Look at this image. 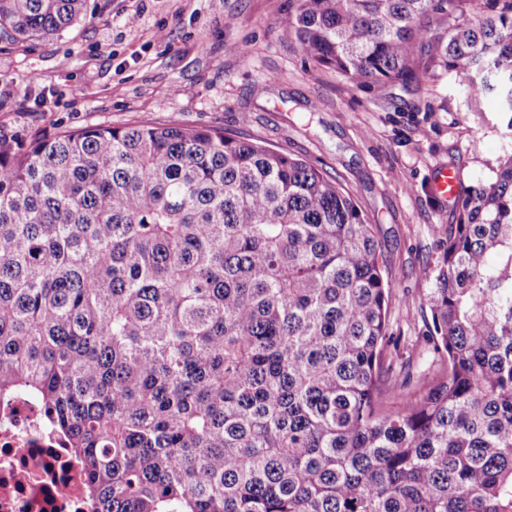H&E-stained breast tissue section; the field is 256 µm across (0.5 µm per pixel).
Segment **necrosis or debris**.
Returning a JSON list of instances; mask_svg holds the SVG:
<instances>
[{
	"mask_svg": "<svg viewBox=\"0 0 512 512\" xmlns=\"http://www.w3.org/2000/svg\"><path fill=\"white\" fill-rule=\"evenodd\" d=\"M86 467L43 423L42 406L18 395L0 408V512H90Z\"/></svg>",
	"mask_w": 512,
	"mask_h": 512,
	"instance_id": "obj_1",
	"label": "necrosis or debris"
}]
</instances>
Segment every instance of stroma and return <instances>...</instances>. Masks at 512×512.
Masks as SVG:
<instances>
[{"label":"stroma","mask_w":512,"mask_h":512,"mask_svg":"<svg viewBox=\"0 0 512 512\" xmlns=\"http://www.w3.org/2000/svg\"><path fill=\"white\" fill-rule=\"evenodd\" d=\"M292 11V0H87L60 35L0 38V138L24 148L92 125L174 122L241 132L307 160L380 226L391 321L408 337L398 362L422 373L432 356L419 340L420 306L452 221L429 182L440 166L465 188L488 178L503 116L438 65L415 67L407 82L351 86L289 40ZM134 15L138 25L125 27Z\"/></svg>","instance_id":"obj_1"}]
</instances>
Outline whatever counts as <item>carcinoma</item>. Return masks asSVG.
<instances>
[{
    "label": "carcinoma",
    "mask_w": 512,
    "mask_h": 512,
    "mask_svg": "<svg viewBox=\"0 0 512 512\" xmlns=\"http://www.w3.org/2000/svg\"><path fill=\"white\" fill-rule=\"evenodd\" d=\"M84 12L0 0V37ZM288 36L355 86L438 61L512 131V0H296ZM453 219L423 384L377 225L317 167L175 123L0 139V400L44 402L91 512H512V140Z\"/></svg>",
    "instance_id": "cac0c4a2"
}]
</instances>
